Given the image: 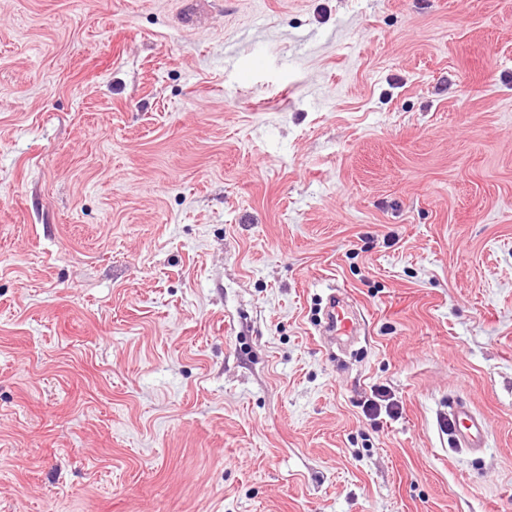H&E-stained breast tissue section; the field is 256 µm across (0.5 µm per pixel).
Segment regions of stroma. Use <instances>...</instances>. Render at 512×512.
<instances>
[{"mask_svg":"<svg viewBox=\"0 0 512 512\" xmlns=\"http://www.w3.org/2000/svg\"><path fill=\"white\" fill-rule=\"evenodd\" d=\"M0 512H512V0H0ZM359 328L357 313L345 300L342 292L336 290L331 293L326 310L325 333L333 341H343L356 336ZM448 419L451 422V441L456 447L474 452L485 448L487 432L484 424L466 401L449 402Z\"/></svg>","mask_w":512,"mask_h":512,"instance_id":"1","label":"stroma"}]
</instances>
